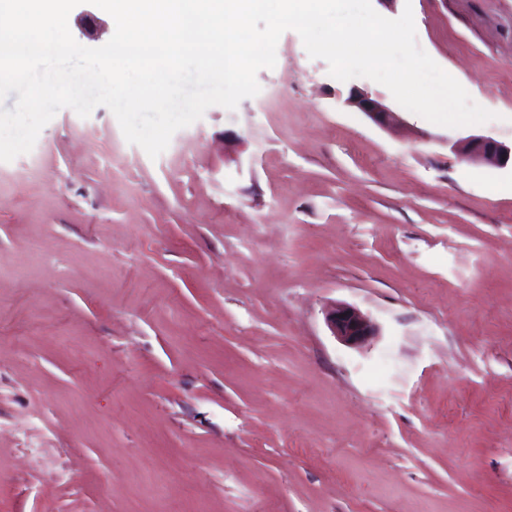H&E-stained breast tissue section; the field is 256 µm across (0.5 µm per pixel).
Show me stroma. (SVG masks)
<instances>
[{
  "label": "stroma",
  "mask_w": 512,
  "mask_h": 512,
  "mask_svg": "<svg viewBox=\"0 0 512 512\" xmlns=\"http://www.w3.org/2000/svg\"><path fill=\"white\" fill-rule=\"evenodd\" d=\"M408 6L494 120L430 123L288 30L157 158L99 106L0 162V512H512V169L452 146L512 143V0L375 10ZM346 104L356 111L364 113L379 127L391 128L400 122L395 112H392L380 99L365 89L352 88L346 99ZM325 322L332 336L350 345L364 344L378 330L366 315L347 304L329 305L325 310Z\"/></svg>",
  "instance_id": "35a3bbf8"
}]
</instances>
